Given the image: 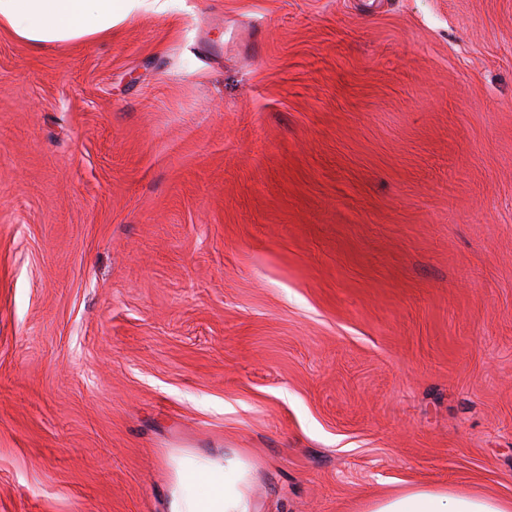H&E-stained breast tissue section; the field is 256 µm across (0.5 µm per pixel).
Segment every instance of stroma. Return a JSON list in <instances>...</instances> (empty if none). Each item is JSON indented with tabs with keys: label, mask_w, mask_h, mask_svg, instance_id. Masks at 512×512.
<instances>
[{
	"label": "stroma",
	"mask_w": 512,
	"mask_h": 512,
	"mask_svg": "<svg viewBox=\"0 0 512 512\" xmlns=\"http://www.w3.org/2000/svg\"><path fill=\"white\" fill-rule=\"evenodd\" d=\"M512 498V0H171L0 31V512ZM170 0H0V28L35 47L112 37L135 8L155 13ZM252 482L253 465L240 455H172L166 512H259Z\"/></svg>",
	"instance_id": "obj_1"
}]
</instances>
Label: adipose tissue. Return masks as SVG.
I'll return each instance as SVG.
<instances>
[{
    "instance_id": "obj_1",
    "label": "adipose tissue",
    "mask_w": 512,
    "mask_h": 512,
    "mask_svg": "<svg viewBox=\"0 0 512 512\" xmlns=\"http://www.w3.org/2000/svg\"><path fill=\"white\" fill-rule=\"evenodd\" d=\"M169 0H0V28L35 47L111 37L132 11L165 12ZM253 466L232 454L169 460L167 512H257ZM363 512H512V498L426 485L368 500Z\"/></svg>"
}]
</instances>
